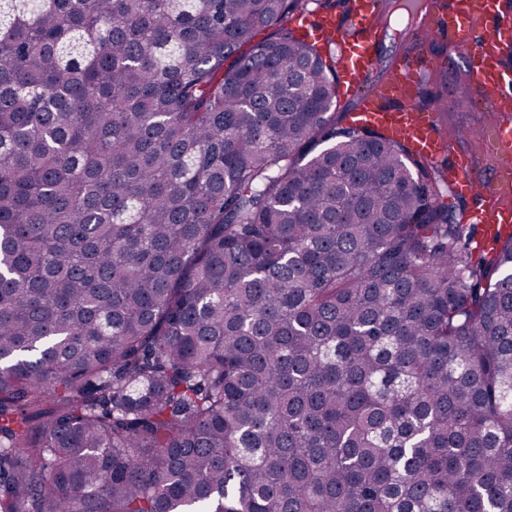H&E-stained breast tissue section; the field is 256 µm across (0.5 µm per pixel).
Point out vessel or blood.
Segmentation results:
<instances>
[{
    "label": "vessel or blood",
    "mask_w": 512,
    "mask_h": 512,
    "mask_svg": "<svg viewBox=\"0 0 512 512\" xmlns=\"http://www.w3.org/2000/svg\"><path fill=\"white\" fill-rule=\"evenodd\" d=\"M353 8L347 26H338L328 17L306 16L301 26L317 41L335 47L340 86L362 98L361 110L354 115L356 124L378 128L388 137L405 142L423 159L443 165L451 140L438 129L435 113L419 112L410 105L417 87L415 67L400 63L388 80L371 86L369 74L378 63L379 41L373 24L378 4L376 0H355ZM430 14L435 29L447 36L453 52L469 61L474 84L490 102L512 103V93L506 90L512 84V71L498 61L503 36L512 31V19L503 16L500 0H432ZM391 98L400 99L401 107L383 108V101ZM444 174L454 192L478 199L468 223L481 225L489 237L512 228V209L497 208L487 201L491 194L512 187L511 174L494 170L479 177L462 158L445 167Z\"/></svg>",
    "instance_id": "vessel-or-blood-1"
}]
</instances>
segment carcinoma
Returning a JSON list of instances; mask_svg holds the SVG:
<instances>
[{
	"instance_id": "obj_1",
	"label": "carcinoma",
	"mask_w": 512,
	"mask_h": 512,
	"mask_svg": "<svg viewBox=\"0 0 512 512\" xmlns=\"http://www.w3.org/2000/svg\"><path fill=\"white\" fill-rule=\"evenodd\" d=\"M328 5L0 0V512H512V235Z\"/></svg>"
}]
</instances>
